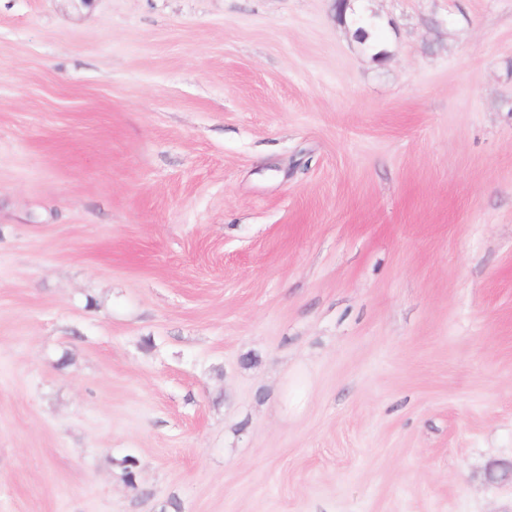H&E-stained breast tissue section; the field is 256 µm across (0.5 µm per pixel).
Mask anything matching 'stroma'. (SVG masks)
Instances as JSON below:
<instances>
[{
  "mask_svg": "<svg viewBox=\"0 0 512 512\" xmlns=\"http://www.w3.org/2000/svg\"><path fill=\"white\" fill-rule=\"evenodd\" d=\"M365 5L0 0V512H512V0Z\"/></svg>",
  "mask_w": 512,
  "mask_h": 512,
  "instance_id": "stroma-1",
  "label": "stroma"
}]
</instances>
